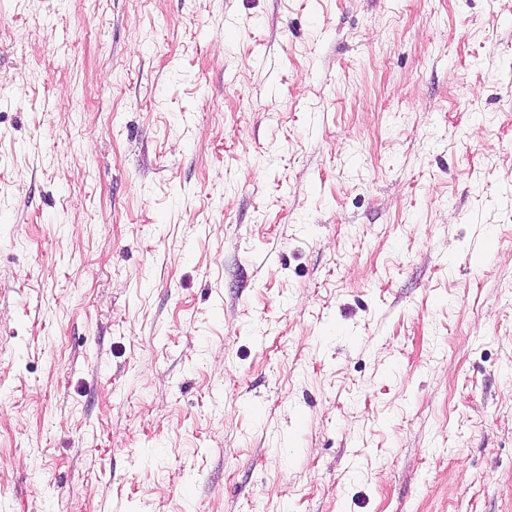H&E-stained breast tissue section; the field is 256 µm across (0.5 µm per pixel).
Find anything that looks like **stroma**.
<instances>
[{"label": "stroma", "instance_id": "1", "mask_svg": "<svg viewBox=\"0 0 512 512\" xmlns=\"http://www.w3.org/2000/svg\"><path fill=\"white\" fill-rule=\"evenodd\" d=\"M0 512H512V0H0Z\"/></svg>", "mask_w": 512, "mask_h": 512}]
</instances>
